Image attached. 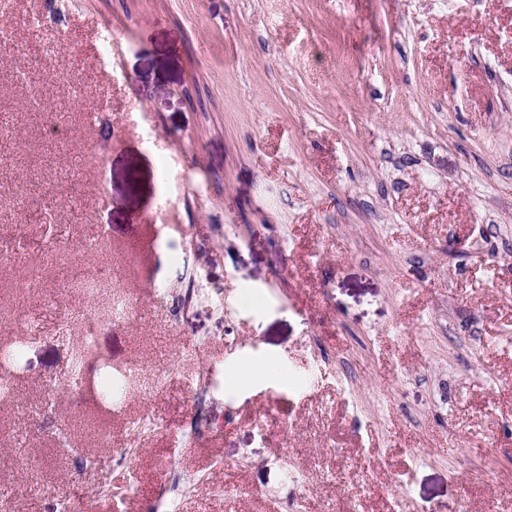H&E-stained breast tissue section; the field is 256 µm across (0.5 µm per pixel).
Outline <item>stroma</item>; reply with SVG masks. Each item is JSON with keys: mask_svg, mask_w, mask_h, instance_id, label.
<instances>
[{"mask_svg": "<svg viewBox=\"0 0 512 512\" xmlns=\"http://www.w3.org/2000/svg\"><path fill=\"white\" fill-rule=\"evenodd\" d=\"M42 9L0 8V512H512V0Z\"/></svg>", "mask_w": 512, "mask_h": 512, "instance_id": "obj_1", "label": "stroma"}]
</instances>
